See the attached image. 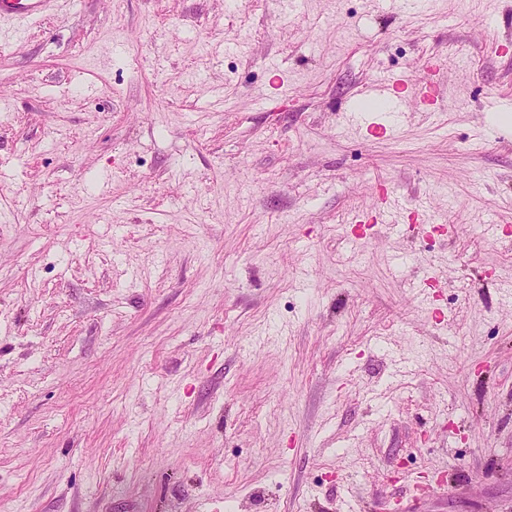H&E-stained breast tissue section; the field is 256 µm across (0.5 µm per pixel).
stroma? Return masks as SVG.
Listing matches in <instances>:
<instances>
[{"instance_id":"35a3bbf8","label":"stroma","mask_w":512,"mask_h":512,"mask_svg":"<svg viewBox=\"0 0 512 512\" xmlns=\"http://www.w3.org/2000/svg\"><path fill=\"white\" fill-rule=\"evenodd\" d=\"M247 2L0 32V512H512V0ZM404 84V76L394 74L376 84L368 86L365 91L360 93L359 97H355L349 105H345L344 110L353 118H359L364 112H370L371 110L399 112L403 102L396 98L395 94Z\"/></svg>"}]
</instances>
